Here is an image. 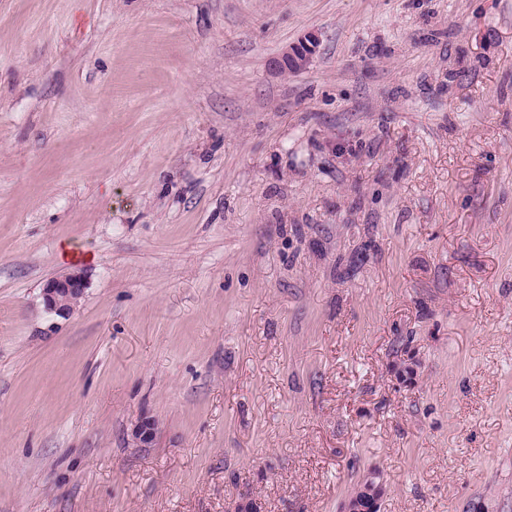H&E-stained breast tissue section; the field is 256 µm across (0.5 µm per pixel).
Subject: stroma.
Segmentation results:
<instances>
[{"label":"stroma","instance_id":"stroma-1","mask_svg":"<svg viewBox=\"0 0 512 512\" xmlns=\"http://www.w3.org/2000/svg\"><path fill=\"white\" fill-rule=\"evenodd\" d=\"M373 473L512 512V0H0V512ZM316 48V38L308 36L297 44L292 45L285 54V63L291 70H302L307 67ZM86 282L80 272L49 279L42 288L44 307L58 316H69L84 296Z\"/></svg>","mask_w":512,"mask_h":512}]
</instances>
